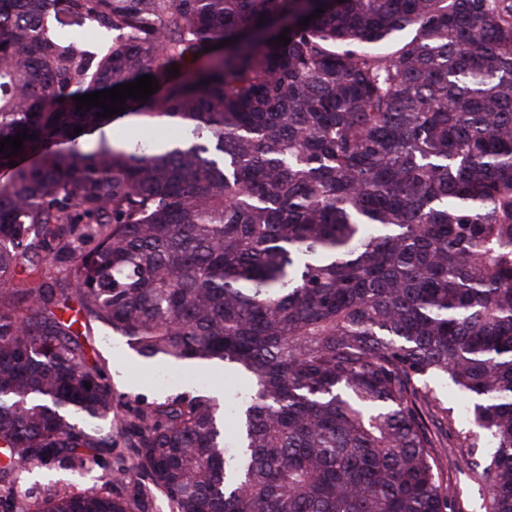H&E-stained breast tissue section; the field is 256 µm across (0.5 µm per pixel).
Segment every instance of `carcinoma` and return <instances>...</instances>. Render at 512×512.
<instances>
[{
	"instance_id": "1",
	"label": "carcinoma",
	"mask_w": 512,
	"mask_h": 512,
	"mask_svg": "<svg viewBox=\"0 0 512 512\" xmlns=\"http://www.w3.org/2000/svg\"><path fill=\"white\" fill-rule=\"evenodd\" d=\"M144 75L123 114L76 111ZM23 131L0 154V481L112 447L73 329L99 322L251 379L229 448L207 395L128 422L174 512H462L447 440L512 512V0H0V140Z\"/></svg>"
}]
</instances>
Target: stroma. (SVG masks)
<instances>
[{"label": "stroma", "mask_w": 512, "mask_h": 512, "mask_svg": "<svg viewBox=\"0 0 512 512\" xmlns=\"http://www.w3.org/2000/svg\"><path fill=\"white\" fill-rule=\"evenodd\" d=\"M80 343L89 364L103 371L112 388L115 403L112 445L102 449L96 461L77 470L40 467L25 471L19 480L23 491L19 507L34 512L45 498L96 491L110 496H138L142 512H172L165 495L147 489L146 479L131 471L134 451L126 446L122 420L149 402L183 392L224 396L246 387V380L220 363L184 364L144 359L131 349L124 337L100 323L92 324Z\"/></svg>", "instance_id": "1"}]
</instances>
